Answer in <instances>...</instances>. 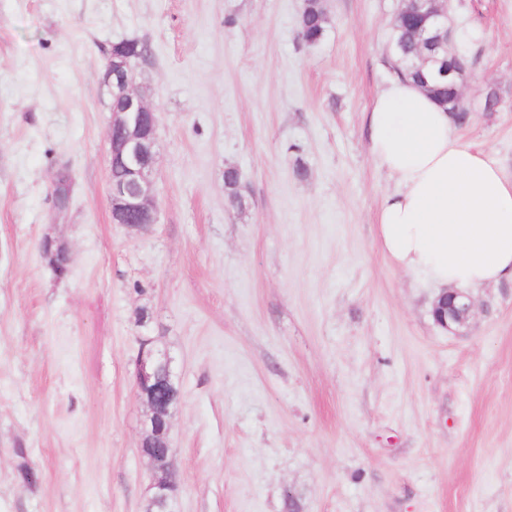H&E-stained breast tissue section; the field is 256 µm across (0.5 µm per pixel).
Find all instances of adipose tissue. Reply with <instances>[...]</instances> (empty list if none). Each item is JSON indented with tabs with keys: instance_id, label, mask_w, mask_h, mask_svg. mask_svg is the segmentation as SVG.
<instances>
[{
	"instance_id": "ef3b65f1",
	"label": "adipose tissue",
	"mask_w": 512,
	"mask_h": 512,
	"mask_svg": "<svg viewBox=\"0 0 512 512\" xmlns=\"http://www.w3.org/2000/svg\"><path fill=\"white\" fill-rule=\"evenodd\" d=\"M369 151L395 180L378 215L382 249L438 288L512 282V176L455 139L446 108L393 79L367 115Z\"/></svg>"
}]
</instances>
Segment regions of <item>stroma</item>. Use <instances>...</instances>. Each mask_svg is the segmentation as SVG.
Masks as SVG:
<instances>
[{"label": "stroma", "mask_w": 512, "mask_h": 512, "mask_svg": "<svg viewBox=\"0 0 512 512\" xmlns=\"http://www.w3.org/2000/svg\"><path fill=\"white\" fill-rule=\"evenodd\" d=\"M325 3L308 45L304 0H0V512H144L146 339L174 359L178 512H288L291 493L299 512H512V284L479 290L455 333L437 288L383 252L395 184L364 114L403 2ZM451 15L469 64L454 134L511 175L512 0ZM122 39L152 48L145 232L112 221L104 71ZM304 2L299 19V29L303 41L307 44H314L324 36L330 18L322 0H304Z\"/></svg>", "instance_id": "stroma-1"}]
</instances>
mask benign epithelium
<instances>
[{"mask_svg":"<svg viewBox=\"0 0 512 512\" xmlns=\"http://www.w3.org/2000/svg\"><path fill=\"white\" fill-rule=\"evenodd\" d=\"M395 20L412 30L420 43L427 45L433 53L448 51L446 45L437 41L440 31L452 26L450 3L434 13L424 10L423 0H409ZM135 67L121 53H109L104 79L111 96L118 101L112 112V123L108 130L109 168L124 172L120 179H111L112 223L121 224L133 231H145L155 223V206L150 200L152 173L156 163L157 112L134 90ZM466 66L458 61H448V66L437 72V76L448 80V103L464 106L462 83ZM54 206L64 212L70 202V176L61 170L54 181ZM44 253L54 261L69 263L66 246L55 239L41 241ZM473 299L464 290L446 291L435 304V322L445 330L456 331L469 324ZM173 360L148 344L143 347L135 364V380L139 397L148 406L150 413L143 423L140 453L154 469L150 486L151 497L159 504L160 512H169V504L175 500L176 484L169 481L174 471L173 449L170 445V417L168 406L173 391Z\"/></svg>","mask_w":512,"mask_h":512,"instance_id":"7a95c632","label":"benign epithelium"}]
</instances>
